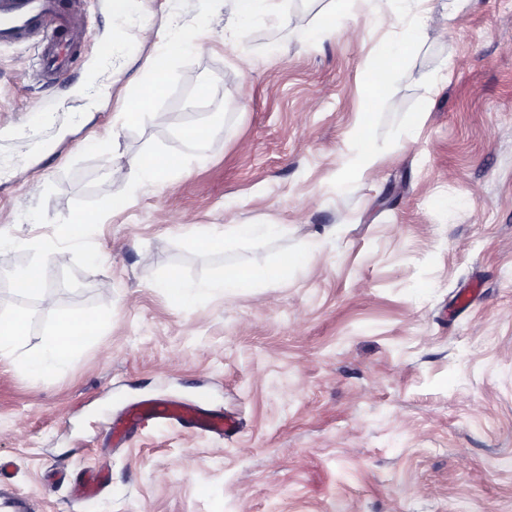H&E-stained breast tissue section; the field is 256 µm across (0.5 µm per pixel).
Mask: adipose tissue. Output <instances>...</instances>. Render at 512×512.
I'll return each instance as SVG.
<instances>
[{
    "label": "adipose tissue",
    "mask_w": 512,
    "mask_h": 512,
    "mask_svg": "<svg viewBox=\"0 0 512 512\" xmlns=\"http://www.w3.org/2000/svg\"><path fill=\"white\" fill-rule=\"evenodd\" d=\"M192 48L193 45L190 40L183 38L180 34L176 33L168 37L164 52L149 60L146 65L149 77L130 100L126 112L128 121L135 122L148 115L156 122H164L165 116L163 113L158 111L148 112L147 107L154 100L164 95L166 91L165 73L169 59L186 53ZM304 261V256L287 254L282 256L275 264L267 267L230 266L225 268L221 276L203 284L190 283L180 274L172 272L160 280L158 286L180 303L189 307L205 295H231L255 282L272 280L286 275L288 270L301 266Z\"/></svg>",
    "instance_id": "obj_1"
}]
</instances>
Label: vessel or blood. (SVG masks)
Masks as SVG:
<instances>
[{"label":"vessel or blood","mask_w":512,"mask_h":512,"mask_svg":"<svg viewBox=\"0 0 512 512\" xmlns=\"http://www.w3.org/2000/svg\"><path fill=\"white\" fill-rule=\"evenodd\" d=\"M38 41L41 47L39 75L52 82L64 78L81 60V47L93 42L101 59H111V41L93 40L75 10L73 0H0V45ZM178 421L182 426L219 436L235 431L233 421L223 414L197 405H176L166 400H152L130 406L120 419L112 422L108 434L118 436L143 423ZM106 470L90 472L74 488L76 499L96 496L105 484ZM27 497L16 493L4 471L0 470V512H29Z\"/></svg>","instance_id":"b4317fda"}]
</instances>
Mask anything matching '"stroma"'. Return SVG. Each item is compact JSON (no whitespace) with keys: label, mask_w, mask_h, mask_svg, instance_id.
Listing matches in <instances>:
<instances>
[{"label":"stroma","mask_w":512,"mask_h":512,"mask_svg":"<svg viewBox=\"0 0 512 512\" xmlns=\"http://www.w3.org/2000/svg\"><path fill=\"white\" fill-rule=\"evenodd\" d=\"M428 7L447 36L418 38L374 100L370 70L412 29L401 16L378 25L391 0L349 15L286 0V19L237 30L223 0H150L121 21L110 0H84L114 60L86 50L52 84L36 78L37 45L0 46V231L21 242L52 235L76 199L122 190L148 143L177 146L172 126L229 110L203 157L101 222L98 270L52 255L38 316L106 304V331L52 380L0 360V460L35 512H512V0ZM331 16L335 31L311 39ZM174 25L197 48L152 104L167 121L126 122ZM360 129L378 156L368 174ZM40 203L45 224L25 217ZM253 223L286 230L199 246ZM305 250L286 277L191 310L156 286ZM155 399L238 429L149 425L105 450L110 418ZM106 454L107 486L74 501Z\"/></svg>","instance_id":"1"}]
</instances>
